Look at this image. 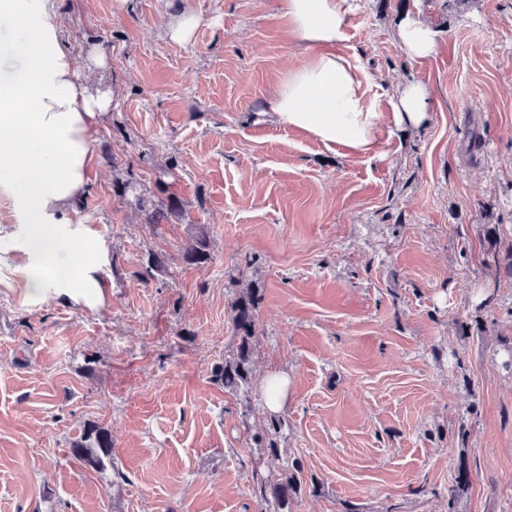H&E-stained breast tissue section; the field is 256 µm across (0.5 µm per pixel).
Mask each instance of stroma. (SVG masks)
I'll return each instance as SVG.
<instances>
[{"instance_id":"35a3bbf8","label":"stroma","mask_w":512,"mask_h":512,"mask_svg":"<svg viewBox=\"0 0 512 512\" xmlns=\"http://www.w3.org/2000/svg\"><path fill=\"white\" fill-rule=\"evenodd\" d=\"M351 3L336 51L380 115L375 158L270 120L302 60L279 0H54L77 66L109 60L79 209L112 298L28 306L0 256V512H258L256 475L296 464L288 512H448L462 460L457 512H512V0ZM408 17L438 33L421 63ZM412 81L418 129L394 119ZM198 234L211 259L190 265ZM247 293L253 381L232 393L213 372ZM275 373L272 455L254 436ZM93 422L102 470L70 455ZM397 38L410 59L429 58L436 49V33L426 23L407 18L397 29ZM430 94L417 83L405 85L397 95L395 120L399 125L420 127L428 119ZM288 378L275 375L267 381V408L272 412L280 411L285 403Z\"/></svg>"}]
</instances>
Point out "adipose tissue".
Here are the masks:
<instances>
[{
  "label": "adipose tissue",
  "instance_id": "1",
  "mask_svg": "<svg viewBox=\"0 0 512 512\" xmlns=\"http://www.w3.org/2000/svg\"><path fill=\"white\" fill-rule=\"evenodd\" d=\"M280 9L303 61L269 97L275 121L328 149L375 156L379 116L365 103L363 73L335 51L350 0H281ZM397 38L416 61L436 49L435 31L417 19L401 23ZM106 67L94 47L85 69L77 68L50 0H0V189L28 220L10 244L18 291L31 304L94 311L112 294L92 252L94 232L78 209L92 179L95 134L112 104L110 93L92 90L90 75ZM429 100L424 85H405L397 124H425Z\"/></svg>",
  "mask_w": 512,
  "mask_h": 512
}]
</instances>
